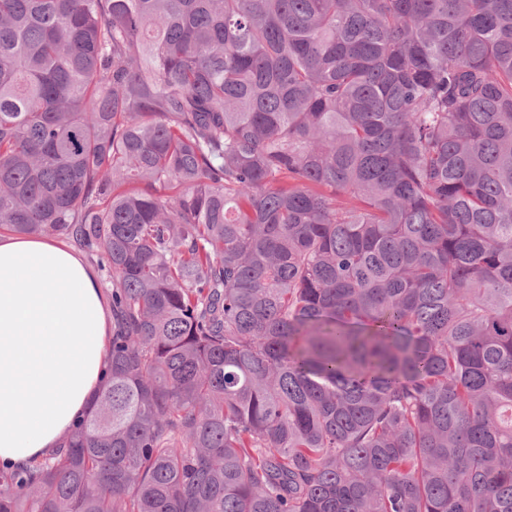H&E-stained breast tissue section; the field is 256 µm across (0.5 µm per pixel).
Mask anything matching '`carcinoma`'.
<instances>
[{
	"instance_id": "carcinoma-1",
	"label": "carcinoma",
	"mask_w": 512,
	"mask_h": 512,
	"mask_svg": "<svg viewBox=\"0 0 512 512\" xmlns=\"http://www.w3.org/2000/svg\"><path fill=\"white\" fill-rule=\"evenodd\" d=\"M0 229L112 302L0 512H512V0H0Z\"/></svg>"
}]
</instances>
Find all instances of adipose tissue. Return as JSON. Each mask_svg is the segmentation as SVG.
Masks as SVG:
<instances>
[{
	"label": "adipose tissue",
	"mask_w": 512,
	"mask_h": 512,
	"mask_svg": "<svg viewBox=\"0 0 512 512\" xmlns=\"http://www.w3.org/2000/svg\"><path fill=\"white\" fill-rule=\"evenodd\" d=\"M112 317L96 271L41 235L0 237V464L67 438L110 362Z\"/></svg>",
	"instance_id": "obj_1"
}]
</instances>
